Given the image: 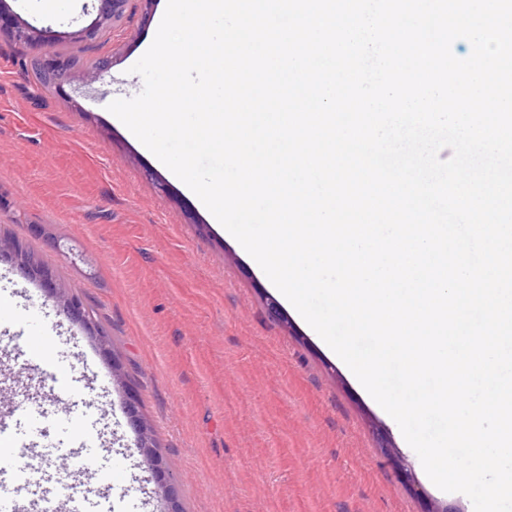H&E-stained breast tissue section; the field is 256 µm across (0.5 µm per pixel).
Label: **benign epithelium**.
<instances>
[{
    "label": "benign epithelium",
    "instance_id": "obj_1",
    "mask_svg": "<svg viewBox=\"0 0 512 512\" xmlns=\"http://www.w3.org/2000/svg\"><path fill=\"white\" fill-rule=\"evenodd\" d=\"M99 2L98 14L95 20L86 28L76 32L74 42H91L100 38L106 28L111 24L120 23L126 13L129 0H97ZM5 32L10 40L18 45H29L39 39V33L26 22L15 18L10 25L0 29ZM49 58L37 59L36 65L41 73L42 88L49 90L56 87L60 81L66 78L72 71L68 57L54 50V45H49ZM7 252L11 261L28 278L38 281V286L52 299H54L70 319L79 324L86 334L97 341V345L107 361H112V353L103 336L98 332L94 322V316L84 305L81 299L75 295H68L61 290L53 273L46 268L36 267L27 262L16 243H0V252ZM138 400L127 393L124 397V407L128 422L138 435L140 452L150 462L154 480L158 488V494L165 503V512H180L173 485L171 484L166 464L159 460L152 437L136 411Z\"/></svg>",
    "mask_w": 512,
    "mask_h": 512
}]
</instances>
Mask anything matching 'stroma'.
Here are the masks:
<instances>
[{
	"label": "stroma",
	"instance_id": "1",
	"mask_svg": "<svg viewBox=\"0 0 512 512\" xmlns=\"http://www.w3.org/2000/svg\"><path fill=\"white\" fill-rule=\"evenodd\" d=\"M167 0H131L102 45L103 80L43 92L30 62L90 25L92 0H8L41 32L0 37V239L23 241L93 310L126 383L34 282L0 261V414L15 437L42 418L59 451H18L53 487L95 492L100 512H163L123 410L133 392L182 512H473L434 486L415 451L292 309H271L266 276L180 181L143 154L109 104L143 88L132 73ZM53 365L62 380L40 381Z\"/></svg>",
	"mask_w": 512,
	"mask_h": 512
}]
</instances>
